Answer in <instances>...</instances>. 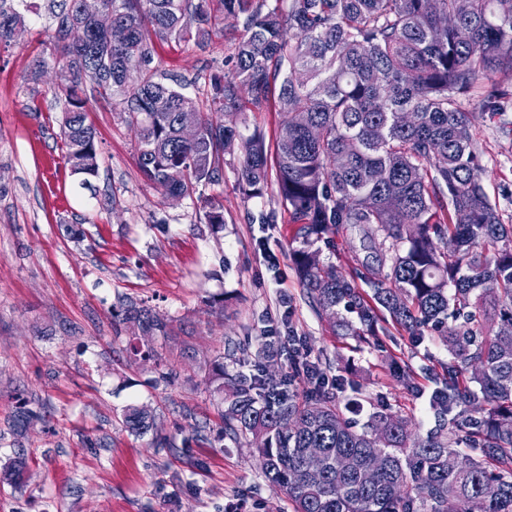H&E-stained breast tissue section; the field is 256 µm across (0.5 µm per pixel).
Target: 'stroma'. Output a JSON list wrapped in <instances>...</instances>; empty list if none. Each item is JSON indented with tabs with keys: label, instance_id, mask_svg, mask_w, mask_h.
<instances>
[{
	"label": "stroma",
	"instance_id": "1",
	"mask_svg": "<svg viewBox=\"0 0 512 512\" xmlns=\"http://www.w3.org/2000/svg\"><path fill=\"white\" fill-rule=\"evenodd\" d=\"M48 24L31 17L0 48V468L27 464L21 484L0 485V512H293L261 473L257 441L222 438L224 404L206 384L228 341L257 345L269 325L293 331L366 408L382 399L414 432L431 429V382L404 389L388 358L437 368L449 358L445 343L431 333L415 345L390 326L368 342L332 335L299 284L295 227L276 185L243 195L225 156L222 181L203 189L224 204L223 227L211 230L203 199L165 198L141 176L133 130L92 94L99 168L80 187L66 163L56 71L31 78ZM232 52L221 38L205 52L164 45L154 63L189 80L202 102L210 86L201 69L224 68ZM492 89L501 105L493 113L483 106ZM459 102L484 188L512 225V81L482 82ZM379 253L353 225L320 246L321 259L345 271ZM130 299L167 320L168 335L122 320ZM142 406L155 415L143 434L123 422Z\"/></svg>",
	"mask_w": 512,
	"mask_h": 512
}]
</instances>
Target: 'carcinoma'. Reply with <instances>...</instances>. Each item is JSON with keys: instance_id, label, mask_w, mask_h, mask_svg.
I'll return each instance as SVG.
<instances>
[{"instance_id": "carcinoma-1", "label": "carcinoma", "mask_w": 512, "mask_h": 512, "mask_svg": "<svg viewBox=\"0 0 512 512\" xmlns=\"http://www.w3.org/2000/svg\"><path fill=\"white\" fill-rule=\"evenodd\" d=\"M0 0V42L43 9L55 22L47 55L64 96L66 161L83 186L98 171L97 131L84 83L120 105L138 135L141 175L165 197L193 198L219 180L224 154H236L238 188L268 189L297 226L292 250L304 296L343 336L375 333L389 321L420 343L440 335L450 359L425 368L435 385V425L412 437L409 422L385 406L359 423L363 407L343 403L320 381L299 401L283 377L224 371L208 384L224 401V437L261 439V469L293 512H512V225L484 191L469 115L459 96L482 78L512 77V0H101L112 11V40L80 11V0ZM239 27L224 29V17ZM232 42V67L208 75V108L185 93L184 79L154 65L157 45L209 48ZM248 89L250 96L242 97ZM277 104L274 156L260 134L237 120ZM197 116L187 141L179 117ZM204 223L224 224V204L205 201ZM344 224L382 238L378 266L345 274L320 260ZM356 320L338 318L339 308ZM127 319L145 336L167 335L166 321L133 301ZM288 355L267 329L251 353L228 341L245 366ZM129 429L153 426L144 407ZM380 447H368L373 434ZM321 448L311 473L305 449Z\"/></svg>"}]
</instances>
